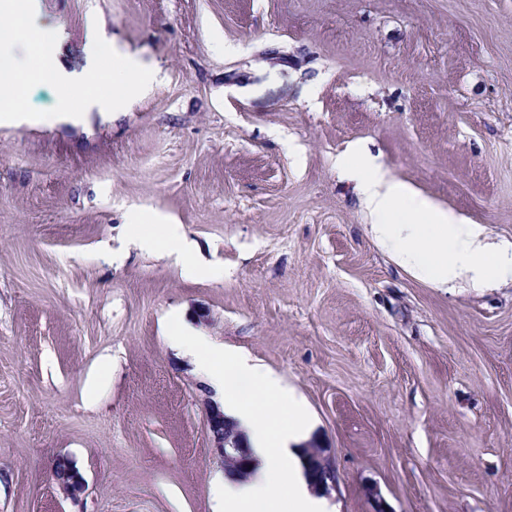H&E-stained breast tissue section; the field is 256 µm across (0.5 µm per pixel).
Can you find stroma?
I'll list each match as a JSON object with an SVG mask.
<instances>
[{
    "label": "stroma",
    "instance_id": "35a3bbf8",
    "mask_svg": "<svg viewBox=\"0 0 512 512\" xmlns=\"http://www.w3.org/2000/svg\"><path fill=\"white\" fill-rule=\"evenodd\" d=\"M150 69L127 111L0 123V512H217L180 316L282 378L337 512H512V283L437 288L374 242L361 150L512 243V0H38ZM175 218L193 268L138 244ZM86 484L54 483L58 457ZM318 449L319 452L316 454L314 459L319 464L318 471L320 476L315 482H313L312 488L315 491L327 492L336 482V471L334 470L329 460L325 457L324 450L321 448ZM72 462V461H71ZM53 480L67 494L66 497L73 501H78L85 491V485L82 477L72 462L71 470L67 476L60 478L53 468Z\"/></svg>",
    "mask_w": 512,
    "mask_h": 512
}]
</instances>
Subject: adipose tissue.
<instances>
[{"instance_id": "1", "label": "adipose tissue", "mask_w": 512, "mask_h": 512, "mask_svg": "<svg viewBox=\"0 0 512 512\" xmlns=\"http://www.w3.org/2000/svg\"><path fill=\"white\" fill-rule=\"evenodd\" d=\"M345 170L377 218L370 227L374 240L400 266L439 288L462 278L476 288L512 281V247L490 243L480 225L441 208L374 160L357 158ZM139 241L181 259L189 254L177 226L162 216L145 219ZM172 336L222 388L225 417L248 437L255 473L244 482L225 478L214 484L219 512H327L325 501L310 494L292 461L288 443L306 430L308 418L280 378L200 333L178 326ZM236 376L250 383V397L235 391Z\"/></svg>"}]
</instances>
